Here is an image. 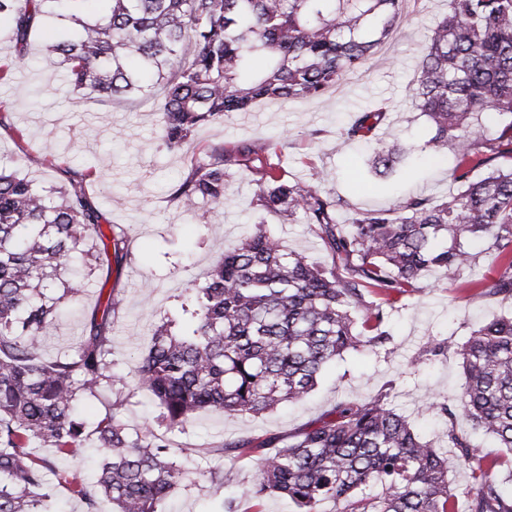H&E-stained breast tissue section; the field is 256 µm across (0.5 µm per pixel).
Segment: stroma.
<instances>
[{"label": "stroma", "mask_w": 512, "mask_h": 512, "mask_svg": "<svg viewBox=\"0 0 512 512\" xmlns=\"http://www.w3.org/2000/svg\"><path fill=\"white\" fill-rule=\"evenodd\" d=\"M445 10L444 0H408L398 38L382 44L364 67L347 76L343 85L315 99L284 103L263 101L248 112H233L199 127L184 151L167 150L162 141L158 108L161 88L127 102L104 98L77 103L64 83L49 37L63 28L60 19L45 20L44 32L28 47V64H15L10 40L11 18L0 15V62L15 64L10 83L0 84V109L12 113L26 129L28 141L16 146L0 130V165L29 177L44 188L64 184L65 168L91 170L87 188L108 223L123 228L127 248L112 264L95 263L84 272L79 304L62 302L55 329L42 340L46 356L74 345L107 290L119 292L122 305L112 318V371L124 379L99 398L81 403L83 419L95 421L115 398L125 400L122 421L128 432L152 430L164 434L159 407L131 380L151 329L181 316L182 290L201 280L225 250L256 229L280 237L289 250L331 265L314 226L281 224L253 210L257 185L248 172L227 181L223 207L202 202L185 208L169 191L185 175L192 154L215 145L251 142L271 161L280 162L288 178L316 180L324 192L347 200L341 218L354 211L389 205L411 188L437 197L452 187L444 159H412L391 176L369 173L364 165L373 144L344 146L340 130L352 112L374 102L385 103L387 119L382 138L424 139L427 124L411 108V94L422 48ZM56 159L53 167H34L27 153ZM424 291L408 306L393 310L387 329L390 343L373 350L349 352L328 364L302 402L258 416L233 419L202 412L194 415L182 434L180 448H209L248 435L281 436L304 428L336 405L358 396L386 395L388 404L409 417L416 433L446 449V424L429 403L453 404L464 379L455 354L472 327L499 311L492 298L468 301L448 290L439 273L422 280ZM443 350L428 360L420 355L431 341ZM210 466L224 470V481L212 483L196 461L183 464L186 478L167 502L165 512H220L232 500L237 512H249L244 491L255 477L252 461L211 458Z\"/></svg>", "instance_id": "35a3bbf8"}]
</instances>
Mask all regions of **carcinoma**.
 <instances>
[{
    "instance_id": "carcinoma-1",
    "label": "carcinoma",
    "mask_w": 512,
    "mask_h": 512,
    "mask_svg": "<svg viewBox=\"0 0 512 512\" xmlns=\"http://www.w3.org/2000/svg\"><path fill=\"white\" fill-rule=\"evenodd\" d=\"M84 2L0 0V13L13 17L18 59L49 13L72 20L75 28L52 38L48 50L66 66L78 99L129 100L153 76L163 87L164 145L181 151L199 126L226 113L268 99H314L341 85L397 33L405 0H101L96 19L81 15ZM447 2L412 92L431 135L420 144L395 138L371 164L386 177L414 153L437 158L450 150L454 188L446 198L405 193L343 224V198L322 193L314 180L286 178L280 163L250 144L217 145L191 158L173 198L186 207L200 200L222 207L225 177L244 169L258 187L255 206L283 223L314 226L345 276L263 230L224 251L190 288L182 305L188 325H158L134 375L157 401L168 433L183 432L198 412L259 415L305 397L327 363L390 340L389 312L423 292L426 272L455 281L475 260L470 241L487 245L494 269L467 283L466 298L512 304V0ZM484 113L494 118L491 136L479 122ZM385 116V107L367 106L341 136L370 141ZM0 129L16 143L27 138L1 110ZM67 175L48 192L0 166V512H53L50 473L84 512H100L103 499L117 512H163L182 475L180 457L226 453L254 461L248 496L255 512L270 494L298 512H321L325 502L335 512H457L449 479L457 466L470 474L471 512H512V493L498 478L503 467L512 478V309L456 347L462 390L454 405H433L448 420L450 454L422 440L382 394L339 404L286 438L245 436L205 449L128 432L122 398L88 430L76 408L116 383L112 313L122 299L109 292L76 346L47 359L41 342L59 304L84 293L73 280L54 297L51 283L78 254L108 259L126 239L102 229L86 174ZM463 422L506 453L488 459ZM91 440L105 452L93 483L33 452L39 444L73 456Z\"/></svg>"
}]
</instances>
